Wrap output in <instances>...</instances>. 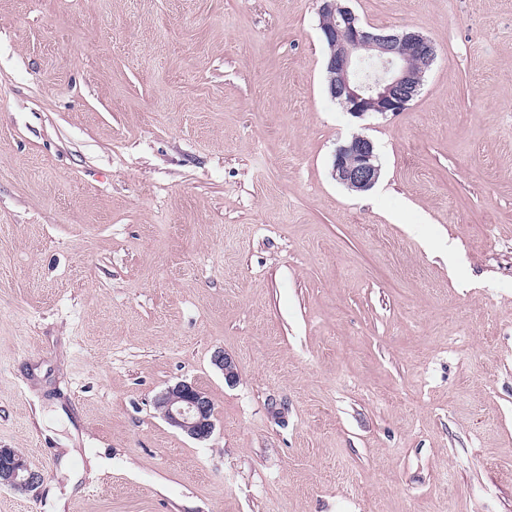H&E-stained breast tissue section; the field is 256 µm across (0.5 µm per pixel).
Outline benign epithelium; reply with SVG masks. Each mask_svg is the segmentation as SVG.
I'll list each match as a JSON object with an SVG mask.
<instances>
[{"label":"benign epithelium","instance_id":"obj_1","mask_svg":"<svg viewBox=\"0 0 512 512\" xmlns=\"http://www.w3.org/2000/svg\"><path fill=\"white\" fill-rule=\"evenodd\" d=\"M320 29L327 46L326 83L332 100L355 118L367 114L404 111L419 95L423 77L436 57L433 43L416 31L384 32L362 25L339 0H320ZM372 63V74L359 75V67ZM380 166L372 142L361 135L339 146L332 176L354 191H367L378 181ZM212 363L233 382L235 362L222 351ZM163 419L195 440L209 439L215 429L214 406L200 387L180 382L156 399ZM42 480L28 460L13 448H0V486L25 491Z\"/></svg>","mask_w":512,"mask_h":512}]
</instances>
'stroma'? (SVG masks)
<instances>
[{
	"instance_id": "1",
	"label": "stroma",
	"mask_w": 512,
	"mask_h": 512,
	"mask_svg": "<svg viewBox=\"0 0 512 512\" xmlns=\"http://www.w3.org/2000/svg\"><path fill=\"white\" fill-rule=\"evenodd\" d=\"M345 3L435 44L405 111L331 100L317 0H0V512H512V0ZM380 166L372 142L361 135L340 145L334 154L332 176L354 191L370 190L378 181ZM163 419L195 440L209 439L215 429L214 406L208 394L192 383L168 387L156 399ZM42 480L28 460L14 448H0V486L25 491Z\"/></svg>"
}]
</instances>
